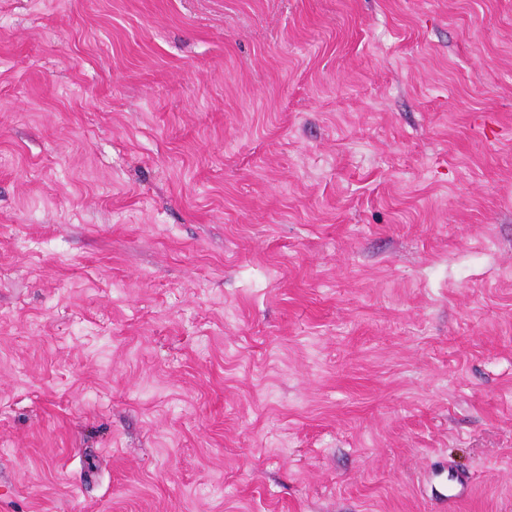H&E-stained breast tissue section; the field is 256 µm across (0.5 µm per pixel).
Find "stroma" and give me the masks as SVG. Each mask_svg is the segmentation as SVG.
Listing matches in <instances>:
<instances>
[{"label": "stroma", "mask_w": 512, "mask_h": 512, "mask_svg": "<svg viewBox=\"0 0 512 512\" xmlns=\"http://www.w3.org/2000/svg\"><path fill=\"white\" fill-rule=\"evenodd\" d=\"M512 512V0H0V512Z\"/></svg>", "instance_id": "1"}]
</instances>
